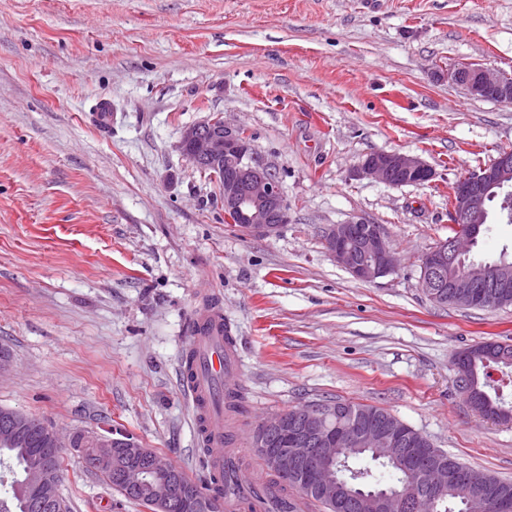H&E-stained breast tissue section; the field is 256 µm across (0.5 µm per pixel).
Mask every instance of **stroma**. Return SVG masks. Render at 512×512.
I'll use <instances>...</instances> for the list:
<instances>
[{"mask_svg":"<svg viewBox=\"0 0 512 512\" xmlns=\"http://www.w3.org/2000/svg\"><path fill=\"white\" fill-rule=\"evenodd\" d=\"M512 73V0H0V405L63 431L116 426L202 482L179 367L201 295L241 349L253 458L262 418L376 405L459 461L512 479V422L482 418L454 359L512 344V306H439L420 258L448 236V185L512 148V106L470 97L457 64ZM110 100L112 124L92 118ZM248 130L290 221L256 238L180 152L216 114ZM420 157L423 186L357 175ZM365 219L398 259L353 277L323 230ZM512 258L491 214L471 258ZM70 512H147L62 451ZM357 173L369 176L386 185L395 186L397 177L414 179V185L431 181L434 172L420 157L400 152L377 151L363 159Z\"/></svg>","mask_w":512,"mask_h":512,"instance_id":"35a3bbf8","label":"stroma"}]
</instances>
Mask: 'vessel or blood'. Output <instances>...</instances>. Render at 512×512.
Returning <instances> with one entry per match:
<instances>
[{
    "label": "vessel or blood",
    "instance_id": "vessel-or-blood-1",
    "mask_svg": "<svg viewBox=\"0 0 512 512\" xmlns=\"http://www.w3.org/2000/svg\"><path fill=\"white\" fill-rule=\"evenodd\" d=\"M237 345L224 342V314L210 303L194 317L181 362L182 386L192 406L197 444L207 460L206 480L224 483V386L240 370Z\"/></svg>",
    "mask_w": 512,
    "mask_h": 512
}]
</instances>
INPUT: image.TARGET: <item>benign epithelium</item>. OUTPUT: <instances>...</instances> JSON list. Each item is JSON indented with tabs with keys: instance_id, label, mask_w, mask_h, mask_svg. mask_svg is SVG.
I'll use <instances>...</instances> for the list:
<instances>
[{
	"instance_id": "obj_1",
	"label": "benign epithelium",
	"mask_w": 512,
	"mask_h": 512,
	"mask_svg": "<svg viewBox=\"0 0 512 512\" xmlns=\"http://www.w3.org/2000/svg\"><path fill=\"white\" fill-rule=\"evenodd\" d=\"M448 80L473 98L490 97L512 106V74L494 72L482 66L457 65L448 69ZM179 149L195 167H209L224 173L219 182L224 220L250 236L269 238L289 222L290 207L281 183L269 166L259 159L247 131L230 126L218 117L187 127ZM357 173L386 185L405 177L415 185L431 181L434 172L420 157L400 152L377 151L363 159ZM499 189L502 211H512V149L499 153L488 166L462 175L453 185L448 207L451 222L466 230L440 241L420 259V286L434 302L450 299L458 307L474 308L493 302L483 298L482 289L507 283L509 268L493 266L464 268L479 225L486 223L488 193ZM329 255L355 278L373 281L396 269L392 249L380 226L365 220L331 224L323 231ZM458 388L469 404L488 420L509 422L512 414L493 407L474 393L465 378ZM340 411L337 404L309 403L294 412L286 411L258 421L254 447L279 474L301 478L328 502H341L344 512H410L418 502L409 492H383L366 497L336 481V449L352 441L362 448H375L405 471L410 485H423L431 501L448 494V487L472 479L468 469L438 448H411L401 426L394 420L371 426L350 419L338 425L329 422ZM3 438L25 442L37 438L38 461L27 472L33 512L57 508L61 474L51 459L63 448L86 454L98 448L106 458L119 461L113 473L127 491L149 501L153 512H220L217 503L203 499L193 484L171 467V463L150 448L142 447L117 427L79 429L63 434L48 423L33 427L31 416L21 410L0 406ZM467 512H512V503L475 494Z\"/></svg>"
}]
</instances>
